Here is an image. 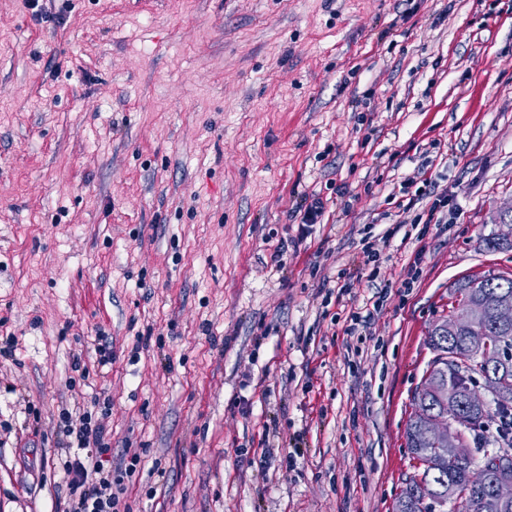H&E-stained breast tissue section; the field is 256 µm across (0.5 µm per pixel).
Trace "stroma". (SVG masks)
<instances>
[{
  "label": "stroma",
  "mask_w": 512,
  "mask_h": 512,
  "mask_svg": "<svg viewBox=\"0 0 512 512\" xmlns=\"http://www.w3.org/2000/svg\"><path fill=\"white\" fill-rule=\"evenodd\" d=\"M422 168L446 223L400 209ZM510 201L512 0H0V512H63L59 410L97 400L130 512H394ZM300 223L298 224V237H307L310 228L314 224H320L325 213V204L319 197L313 198L309 204L301 205L298 209Z\"/></svg>",
  "instance_id": "obj_1"
}]
</instances>
